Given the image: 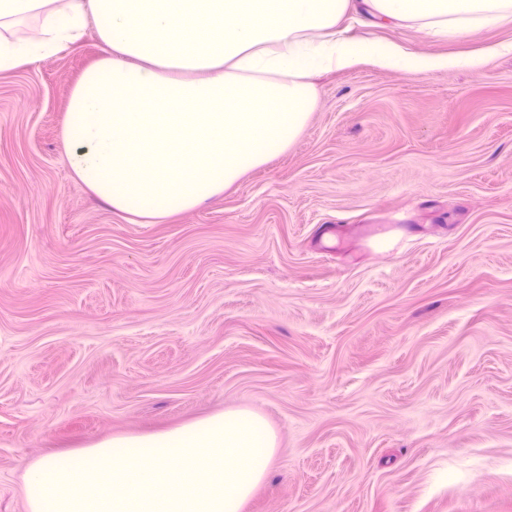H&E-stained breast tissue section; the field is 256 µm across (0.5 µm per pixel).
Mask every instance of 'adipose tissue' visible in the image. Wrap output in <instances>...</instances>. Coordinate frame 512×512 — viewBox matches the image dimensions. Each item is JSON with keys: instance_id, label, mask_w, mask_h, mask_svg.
Listing matches in <instances>:
<instances>
[{"instance_id": "adipose-tissue-1", "label": "adipose tissue", "mask_w": 512, "mask_h": 512, "mask_svg": "<svg viewBox=\"0 0 512 512\" xmlns=\"http://www.w3.org/2000/svg\"><path fill=\"white\" fill-rule=\"evenodd\" d=\"M380 23L465 37L512 20V0H363ZM351 0H0V71L46 61L94 26L62 137L76 179L112 209L160 220L286 151L317 107L312 82L359 57L420 74L484 57L352 43Z\"/></svg>"}]
</instances>
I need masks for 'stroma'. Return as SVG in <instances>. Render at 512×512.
Here are the masks:
<instances>
[{
	"instance_id": "35a3bbf8",
	"label": "stroma",
	"mask_w": 512,
	"mask_h": 512,
	"mask_svg": "<svg viewBox=\"0 0 512 512\" xmlns=\"http://www.w3.org/2000/svg\"><path fill=\"white\" fill-rule=\"evenodd\" d=\"M338 28L488 62L324 72L287 151L152 224L61 137L95 29L0 72V512L42 457L235 408L277 435L243 512H512V21Z\"/></svg>"
}]
</instances>
